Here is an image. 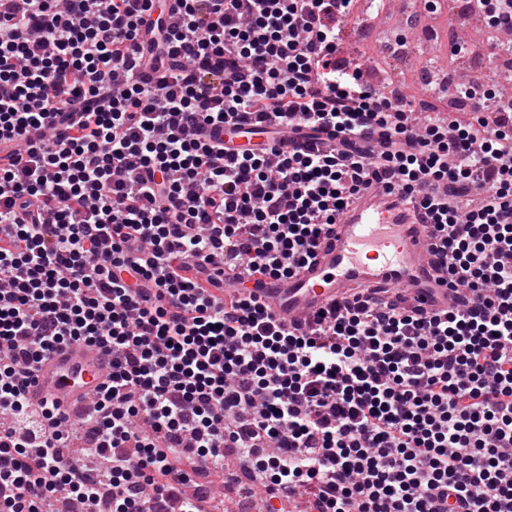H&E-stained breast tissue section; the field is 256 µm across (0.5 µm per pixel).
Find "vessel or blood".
<instances>
[{
  "mask_svg": "<svg viewBox=\"0 0 512 512\" xmlns=\"http://www.w3.org/2000/svg\"><path fill=\"white\" fill-rule=\"evenodd\" d=\"M225 157L241 150L273 148L280 152L331 142L319 133L289 137L277 121L241 124L216 131ZM433 240L428 225L399 194L370 190L340 215L321 241L312 260L293 276L247 279L250 291L260 295L286 329L305 328L327 305L354 299L365 288L399 285L402 306L439 312L454 306L455 292L435 270ZM112 355L96 346L72 343L38 363L27 389L30 405L52 404L77 418L103 385Z\"/></svg>",
  "mask_w": 512,
  "mask_h": 512,
  "instance_id": "b4317fda",
  "label": "vessel or blood"
}]
</instances>
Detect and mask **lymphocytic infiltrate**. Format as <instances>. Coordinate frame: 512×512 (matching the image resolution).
<instances>
[{"label": "lymphocytic infiltrate", "instance_id": "obj_1", "mask_svg": "<svg viewBox=\"0 0 512 512\" xmlns=\"http://www.w3.org/2000/svg\"><path fill=\"white\" fill-rule=\"evenodd\" d=\"M351 0H7L0 9V512H207L198 474L312 512H512V124L483 135L341 58ZM276 118L329 149L228 162L208 138ZM376 187L414 203L455 307L364 290L290 332L245 292L308 262ZM224 262L223 271L213 267ZM112 352L82 419L31 408L56 346Z\"/></svg>", "mask_w": 512, "mask_h": 512}]
</instances>
